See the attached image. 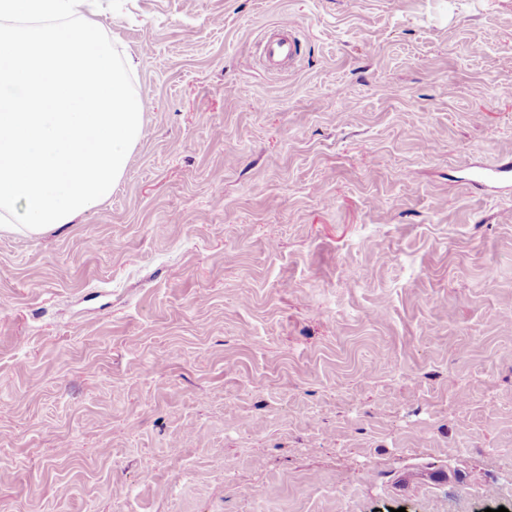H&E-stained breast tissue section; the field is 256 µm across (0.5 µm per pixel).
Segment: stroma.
<instances>
[{"label": "stroma", "instance_id": "stroma-1", "mask_svg": "<svg viewBox=\"0 0 512 512\" xmlns=\"http://www.w3.org/2000/svg\"><path fill=\"white\" fill-rule=\"evenodd\" d=\"M98 20L146 136L0 235V512H512V0ZM279 33L264 38L260 43V54L264 66L269 70H277L286 63L296 59L297 43L293 35V25L280 22ZM512 174V160L506 159L496 167L481 168L473 175L472 183L483 191L498 189V185L507 181Z\"/></svg>", "mask_w": 512, "mask_h": 512}]
</instances>
